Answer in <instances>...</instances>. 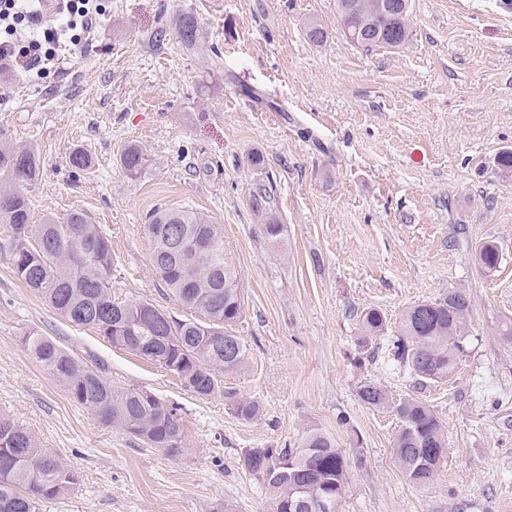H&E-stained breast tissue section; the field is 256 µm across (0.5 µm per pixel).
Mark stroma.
I'll list each match as a JSON object with an SVG mask.
<instances>
[{"mask_svg": "<svg viewBox=\"0 0 512 512\" xmlns=\"http://www.w3.org/2000/svg\"><path fill=\"white\" fill-rule=\"evenodd\" d=\"M105 12L62 71L0 73V144H31L45 168L28 186L33 223L86 213L112 243V292L178 313L156 278L143 226L156 207L191 208L217 224L242 292L236 326L247 370L224 388L259 402L239 419L223 395L199 398L171 372L65 320L14 276L0 234V413L77 471L76 487L41 512H269L273 490L246 449L331 433L348 462L337 512H512V6L503 0H413L398 48L365 51L338 31L336 0H102ZM193 12L222 69L152 30ZM329 39H307L308 21ZM149 164L120 167L128 143ZM93 159L79 176L75 149ZM261 155L262 167L250 165ZM277 185L284 226L269 243L250 194ZM496 243L484 273L475 251ZM465 289L469 341L452 380L422 392L447 436L433 479L396 462L400 422L357 396L367 381L392 401L414 391L388 337L359 346L358 316L389 328L403 310ZM54 338L113 385L176 405L187 447L167 455L100 423L27 354L31 331ZM476 260L485 273L497 270L501 263L499 248L492 242H484L477 247Z\"/></svg>", "mask_w": 512, "mask_h": 512, "instance_id": "stroma-1", "label": "stroma"}]
</instances>
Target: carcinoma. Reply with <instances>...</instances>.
<instances>
[{
	"label": "carcinoma",
	"mask_w": 512,
	"mask_h": 512,
	"mask_svg": "<svg viewBox=\"0 0 512 512\" xmlns=\"http://www.w3.org/2000/svg\"><path fill=\"white\" fill-rule=\"evenodd\" d=\"M340 34L356 47L372 50L399 47L409 37L411 0H337ZM173 37L186 49L209 56L221 54L208 41L196 16L179 10L158 27L151 39ZM74 172L90 173L91 156L74 150ZM127 176L138 177L148 164L136 143L120 155ZM42 169L39 152L29 146L0 145V173L10 185L0 188V227L9 237L14 274L55 313L88 327L125 349L173 373L185 390L198 397L222 394L233 413L244 421L261 415L260 404L224 392L223 377L249 366V352L235 325L242 315L237 274L224 258L221 233L192 210L158 207L143 225L151 244L150 261L156 277L179 306L182 319L147 300L112 295V246L105 231L81 211L59 221L46 215L31 223V203L24 189ZM276 184L269 178L251 195L252 208L261 214L264 235L278 244L284 225L273 213ZM212 248H198L201 238ZM476 260L492 273L501 263L492 242L477 247ZM469 303L465 290L454 288L440 297L417 303L401 314L392 347L393 360L410 368L424 387L448 381L454 374L468 337ZM362 347L387 327L375 309L361 313ZM28 354L56 381L70 399L93 412L100 421L142 438L170 456L186 448L185 421L178 408L150 392L120 388L49 336L37 331L23 338ZM357 395L366 405L391 407L401 422L394 437V455L403 475L415 484L429 482L444 460L448 440L429 405L417 397L393 403L380 384L365 382ZM244 467L273 489L270 512H316L319 497L330 494L338 503L346 491L348 463L336 439L318 429L305 431L295 448H250ZM77 472L38 447L33 435L0 415V512H41L43 501L72 489Z\"/></svg>",
	"instance_id": "carcinoma-1"
}]
</instances>
